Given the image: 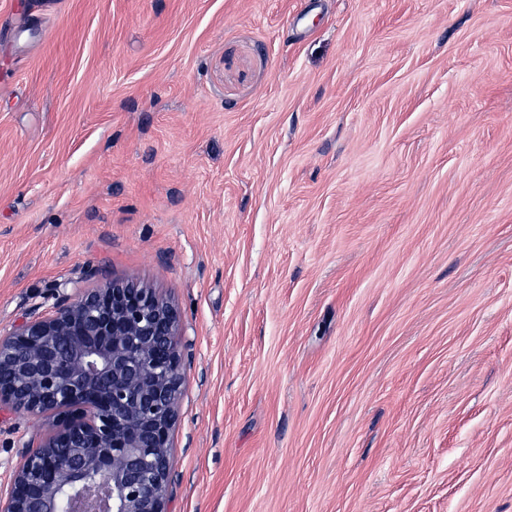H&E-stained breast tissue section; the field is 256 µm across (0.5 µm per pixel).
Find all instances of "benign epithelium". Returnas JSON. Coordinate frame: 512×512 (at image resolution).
I'll list each match as a JSON object with an SVG mask.
<instances>
[{"instance_id":"obj_1","label":"benign epithelium","mask_w":512,"mask_h":512,"mask_svg":"<svg viewBox=\"0 0 512 512\" xmlns=\"http://www.w3.org/2000/svg\"><path fill=\"white\" fill-rule=\"evenodd\" d=\"M180 326L154 289L113 279L59 285L51 307L0 336V405L54 415L0 512H168Z\"/></svg>"}]
</instances>
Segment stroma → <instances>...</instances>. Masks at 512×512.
<instances>
[{"label":"stroma","mask_w":512,"mask_h":512,"mask_svg":"<svg viewBox=\"0 0 512 512\" xmlns=\"http://www.w3.org/2000/svg\"><path fill=\"white\" fill-rule=\"evenodd\" d=\"M0 16V333L179 308L170 512H512V0Z\"/></svg>","instance_id":"stroma-1"}]
</instances>
